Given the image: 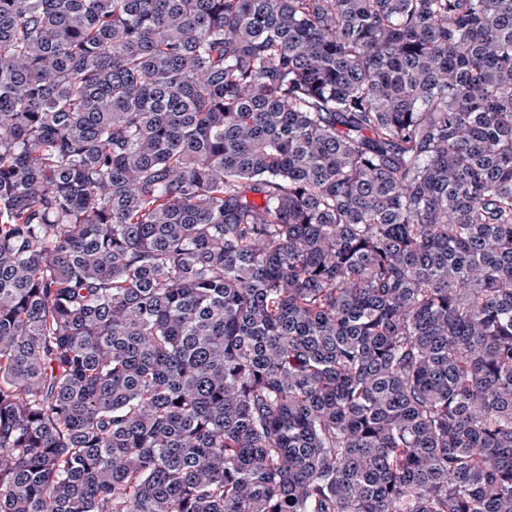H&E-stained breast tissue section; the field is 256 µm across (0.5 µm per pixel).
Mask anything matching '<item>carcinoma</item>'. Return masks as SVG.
Returning <instances> with one entry per match:
<instances>
[{"label":"carcinoma","mask_w":512,"mask_h":512,"mask_svg":"<svg viewBox=\"0 0 512 512\" xmlns=\"http://www.w3.org/2000/svg\"><path fill=\"white\" fill-rule=\"evenodd\" d=\"M0 512H512V0H0Z\"/></svg>","instance_id":"1"}]
</instances>
